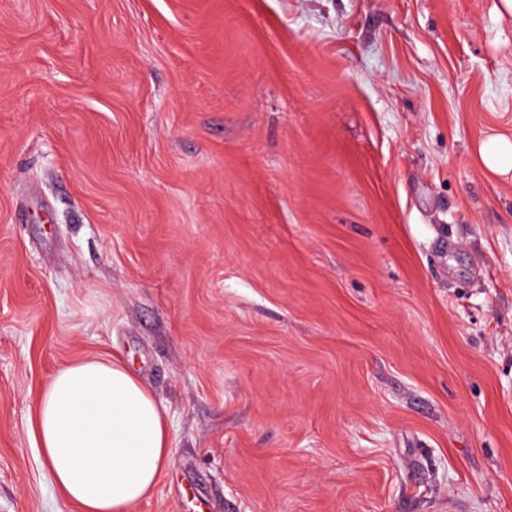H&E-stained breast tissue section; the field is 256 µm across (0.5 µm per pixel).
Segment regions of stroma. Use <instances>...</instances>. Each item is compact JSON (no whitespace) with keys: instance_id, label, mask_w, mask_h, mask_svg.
<instances>
[{"instance_id":"stroma-1","label":"stroma","mask_w":512,"mask_h":512,"mask_svg":"<svg viewBox=\"0 0 512 512\" xmlns=\"http://www.w3.org/2000/svg\"><path fill=\"white\" fill-rule=\"evenodd\" d=\"M499 0H0V512H77L29 418L118 356L129 512H512ZM482 165L492 174L510 177L512 173V137L494 135L487 137L477 149Z\"/></svg>"}]
</instances>
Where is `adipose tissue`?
<instances>
[{"label": "adipose tissue", "instance_id": "adipose-tissue-1", "mask_svg": "<svg viewBox=\"0 0 512 512\" xmlns=\"http://www.w3.org/2000/svg\"><path fill=\"white\" fill-rule=\"evenodd\" d=\"M32 430L55 486L78 512H129L170 462L164 415L117 358L60 367L34 403Z\"/></svg>", "mask_w": 512, "mask_h": 512}]
</instances>
